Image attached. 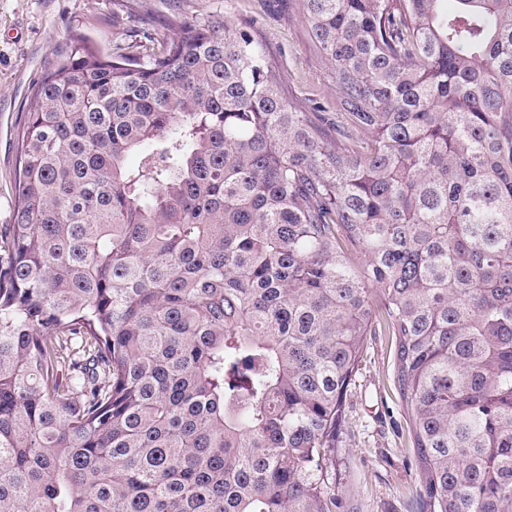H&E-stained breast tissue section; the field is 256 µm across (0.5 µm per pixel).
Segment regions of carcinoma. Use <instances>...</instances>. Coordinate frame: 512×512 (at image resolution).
<instances>
[{
    "label": "carcinoma",
    "instance_id": "carcinoma-1",
    "mask_svg": "<svg viewBox=\"0 0 512 512\" xmlns=\"http://www.w3.org/2000/svg\"><path fill=\"white\" fill-rule=\"evenodd\" d=\"M294 9L334 120L228 15L158 52L74 31L35 87L0 226V512H340L381 316L423 512H512V0Z\"/></svg>",
    "mask_w": 512,
    "mask_h": 512
}]
</instances>
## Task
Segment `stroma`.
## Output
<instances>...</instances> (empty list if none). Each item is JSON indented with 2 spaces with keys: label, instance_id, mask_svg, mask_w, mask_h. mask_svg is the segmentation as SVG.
I'll return each mask as SVG.
<instances>
[{
  "label": "stroma",
  "instance_id": "35a3bbf8",
  "mask_svg": "<svg viewBox=\"0 0 512 512\" xmlns=\"http://www.w3.org/2000/svg\"><path fill=\"white\" fill-rule=\"evenodd\" d=\"M223 12L256 28L291 101L316 100L335 111L327 67L288 0H0V225L13 221L17 138L34 87L73 29L109 51L147 32L162 42L172 18ZM395 346L394 336L378 325L347 389L336 489L350 512H416V459Z\"/></svg>",
  "mask_w": 512,
  "mask_h": 512
}]
</instances>
